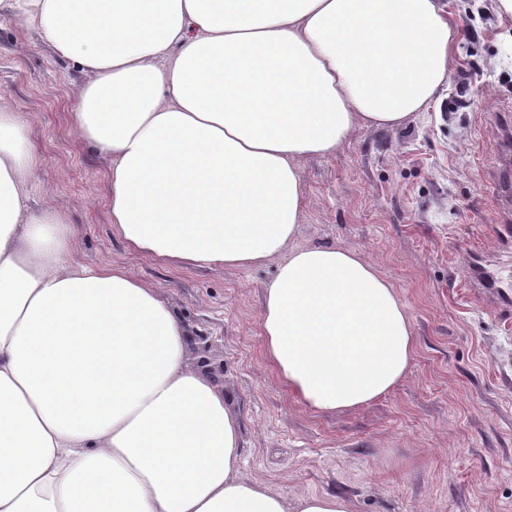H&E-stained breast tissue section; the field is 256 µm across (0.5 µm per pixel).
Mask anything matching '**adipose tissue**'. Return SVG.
Instances as JSON below:
<instances>
[{
  "instance_id": "obj_1",
  "label": "adipose tissue",
  "mask_w": 512,
  "mask_h": 512,
  "mask_svg": "<svg viewBox=\"0 0 512 512\" xmlns=\"http://www.w3.org/2000/svg\"><path fill=\"white\" fill-rule=\"evenodd\" d=\"M87 75L73 132L110 161L113 233L179 267L275 264L267 362L322 415L411 373L393 284L362 252L296 248L300 163L400 125L447 83L444 0H0ZM0 109V512H356L243 479L240 416L203 342L124 264L73 260L66 211Z\"/></svg>"
}]
</instances>
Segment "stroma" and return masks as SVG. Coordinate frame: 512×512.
<instances>
[{"label":"stroma","mask_w":512,"mask_h":512,"mask_svg":"<svg viewBox=\"0 0 512 512\" xmlns=\"http://www.w3.org/2000/svg\"><path fill=\"white\" fill-rule=\"evenodd\" d=\"M459 28L447 84L394 128L358 125L334 154L300 163L296 242L360 250L394 285L417 345L412 374L372 405L316 414L279 385L258 314L274 265L179 268L127 252L112 232L108 159L77 139L72 62L0 19V107L21 113L43 156L33 198L65 209L73 260L118 261L160 288L196 335L242 418L241 475L295 497L331 493L356 512H512V324L470 294L474 248L512 294V16L498 0H446Z\"/></svg>","instance_id":"obj_1"}]
</instances>
